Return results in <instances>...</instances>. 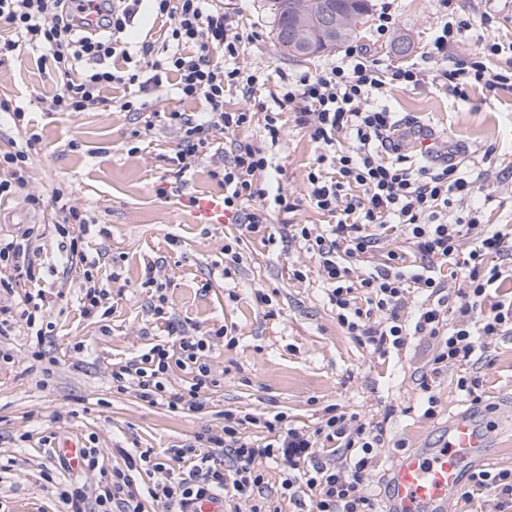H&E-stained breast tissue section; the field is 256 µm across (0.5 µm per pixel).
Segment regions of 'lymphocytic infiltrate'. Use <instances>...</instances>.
Returning <instances> with one entry per match:
<instances>
[{"label":"lymphocytic infiltrate","mask_w":512,"mask_h":512,"mask_svg":"<svg viewBox=\"0 0 512 512\" xmlns=\"http://www.w3.org/2000/svg\"><path fill=\"white\" fill-rule=\"evenodd\" d=\"M94 0H0V62L27 48H39L38 66L51 70L59 88L45 105L50 112L104 111L111 102L103 94L115 84L128 87L125 111H144L152 95L174 83L187 99L204 100L205 113L161 112L159 122L174 127L177 141L171 159V191L203 158H211L210 177L224 189V211L233 223L251 233L270 223L274 214L289 211L283 191L269 193L261 179L272 169L267 144H278L285 131L277 112H264L263 145L237 146L220 157L218 135L232 133L252 120L248 111L228 112L224 95L233 90L254 93L266 81L263 73L238 66L243 38L226 15L221 0H103L104 10L91 19ZM168 22L162 46L144 41L129 47L124 35L140 10ZM468 20L450 15L426 53V67L399 68L385 74L380 61L363 49H346L319 73L289 79L283 103L297 106L296 121L307 128L320 153L307 174L308 203L329 214L326 227L285 225L283 236L298 243L314 259L339 325L356 341L379 353L400 347L408 334L433 339L432 364L441 371L462 363L476 364L485 338L512 334V304L490 303V290L512 271V226L489 231L477 217H449L454 199L472 196L476 180L433 141L432 131L413 126L410 134L425 139V152L438 165H410L395 138L397 123L376 100L385 77L412 86L438 81L462 97L472 83L487 91L512 87V56L499 43L487 44L490 54L503 56L488 69L480 55L448 60V46L469 31ZM224 52L212 64L211 50ZM348 145H339L338 135ZM39 134L25 143L0 150V202L27 191L33 207L50 203L52 222L67 258L79 253L88 218L64 189L50 198L32 192L31 153ZM404 238L410 254L390 249L391 237ZM460 272L452 288L445 269ZM423 295L415 324H407L411 297ZM206 334L179 330L176 345L156 343L112 371L117 392L135 389L138 398L168 410L201 411L205 395L218 381L203 359ZM190 370L192 378L172 386V366ZM261 424L265 434L246 436L247 426ZM384 445L382 426L360 414L328 406L314 430L292 426L285 413L260 420L228 410L220 430H205L193 442L171 449L182 469L149 489L164 512L191 501L230 493L249 502L250 512H268L261 497L263 466L282 468L280 492L299 496L304 512H378L366 491L368 470ZM125 469L112 472L95 503L100 512H143L142 494L129 471L142 465L162 469L153 449L125 454Z\"/></svg>","instance_id":"1"}]
</instances>
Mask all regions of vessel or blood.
I'll return each mask as SVG.
<instances>
[{"label": "vessel or blood", "instance_id": "obj_1", "mask_svg": "<svg viewBox=\"0 0 512 512\" xmlns=\"http://www.w3.org/2000/svg\"><path fill=\"white\" fill-rule=\"evenodd\" d=\"M195 223H224V200L196 195L190 201ZM492 443L470 410L448 422L438 443L402 457L393 469L384 512H448L469 475L488 460Z\"/></svg>", "mask_w": 512, "mask_h": 512}]
</instances>
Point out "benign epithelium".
Masks as SVG:
<instances>
[{
  "label": "benign epithelium",
  "instance_id": "obj_1",
  "mask_svg": "<svg viewBox=\"0 0 512 512\" xmlns=\"http://www.w3.org/2000/svg\"><path fill=\"white\" fill-rule=\"evenodd\" d=\"M287 25H277L273 36L279 48L288 53L313 54L343 38L355 16L350 12L318 14L311 9V0H289Z\"/></svg>",
  "mask_w": 512,
  "mask_h": 512
}]
</instances>
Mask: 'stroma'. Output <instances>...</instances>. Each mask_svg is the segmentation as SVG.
<instances>
[{
	"instance_id": "1",
	"label": "stroma",
	"mask_w": 512,
	"mask_h": 512,
	"mask_svg": "<svg viewBox=\"0 0 512 512\" xmlns=\"http://www.w3.org/2000/svg\"><path fill=\"white\" fill-rule=\"evenodd\" d=\"M384 7L394 25L381 38L375 15ZM224 8L238 20L245 41L240 66L268 76L254 96L227 93L226 109L246 110L258 99L272 103L282 94V76L319 72L332 59L328 53L308 61L280 55L265 0H224ZM449 9L473 24L466 40L449 47V61L479 51L488 39L512 43V0H453L448 7L442 0H371L373 17L358 25L352 45L391 68L421 64ZM487 15L488 28L482 24ZM36 59L28 49L0 64V96L25 109L20 125L0 113V150L26 132L41 134L32 182L47 194L65 188L94 219L83 249L99 258L94 277L110 289L111 299L106 313L83 317V268L65 267L48 209L32 207L21 192L0 205V235L18 238L27 224L37 226L27 242L37 262L35 276L1 290L0 305L14 307L42 293L52 324L40 342L20 319L8 335H0V512H16L22 503L30 512H66L59 488L77 481L96 495L101 472L124 468L123 451L181 447L198 432L223 425L228 409L259 418L282 411L292 425L309 431L330 405L382 423L386 443L369 483L379 500L399 456L433 446L451 415L470 408L492 439L488 467L512 469V432L496 423L500 406L512 399V338L486 341L481 404L461 397L456 370H447L433 378L435 414L425 417L427 393L418 380L431 369V339L408 336L402 348L383 356L359 345L337 324L314 261L298 248L283 247V223L329 221L307 203L306 175L318 151L307 129L297 125L294 105L281 110L285 137L276 155L283 168L278 182L294 203L293 212L274 216L257 233L235 224L204 226L195 223L185 198L223 195L208 175L209 160L200 161L181 193L159 195L174 154L175 129L159 123L149 130L145 114L121 111L119 86L107 92L110 111H46L40 98L56 84L51 72L38 70ZM381 99L402 123L432 127L455 149L461 167L477 176V196L455 202L454 213L475 210L481 223L512 225L511 88L488 92L477 85L460 99L432 82L415 88L393 83ZM232 240L240 261L228 277L224 245ZM297 269L303 278L294 277ZM149 272L157 284L146 288L142 282ZM259 290L270 296V305L256 301ZM158 296L165 297L175 327L233 330V347L215 338L205 352L220 385L208 392L201 412H171L140 401L134 391L112 388L114 364L168 340L151 308ZM67 440L97 449V470L61 464L57 448Z\"/></svg>"
}]
</instances>
